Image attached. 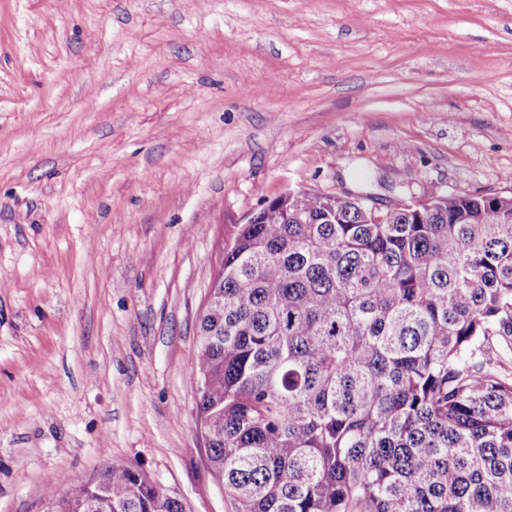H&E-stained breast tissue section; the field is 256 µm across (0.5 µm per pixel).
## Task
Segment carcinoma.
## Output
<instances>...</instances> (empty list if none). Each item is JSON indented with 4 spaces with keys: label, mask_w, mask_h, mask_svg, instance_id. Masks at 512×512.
<instances>
[{
    "label": "carcinoma",
    "mask_w": 512,
    "mask_h": 512,
    "mask_svg": "<svg viewBox=\"0 0 512 512\" xmlns=\"http://www.w3.org/2000/svg\"><path fill=\"white\" fill-rule=\"evenodd\" d=\"M269 205L224 252L190 374L234 512H512V197L441 194L382 221ZM47 512H186L114 463Z\"/></svg>",
    "instance_id": "cac0c4a2"
}]
</instances>
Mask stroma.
I'll return each mask as SVG.
<instances>
[{"label":"stroma","mask_w":512,"mask_h":512,"mask_svg":"<svg viewBox=\"0 0 512 512\" xmlns=\"http://www.w3.org/2000/svg\"><path fill=\"white\" fill-rule=\"evenodd\" d=\"M299 189L512 193V0H0V512L113 462L232 512L197 317Z\"/></svg>","instance_id":"35a3bbf8"}]
</instances>
